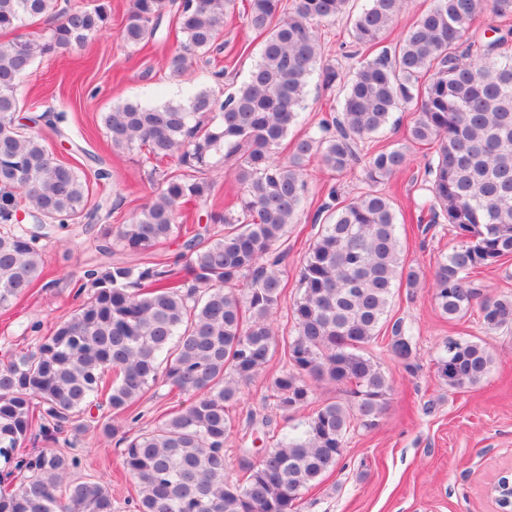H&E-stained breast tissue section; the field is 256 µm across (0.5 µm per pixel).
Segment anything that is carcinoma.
Segmentation results:
<instances>
[{"label": "carcinoma", "mask_w": 512, "mask_h": 512, "mask_svg": "<svg viewBox=\"0 0 512 512\" xmlns=\"http://www.w3.org/2000/svg\"><path fill=\"white\" fill-rule=\"evenodd\" d=\"M349 2L245 0L246 27L262 47L234 92L223 97L191 85L179 102L128 101L103 113L112 147L139 151L156 179L130 221L104 233L99 253L112 254V233L132 253L172 238L184 239L185 253L85 269L75 281L79 307L0 363V468L16 479L0 486V512H113L112 490L68 480L81 460L55 447L73 445L84 430L80 415L94 408L112 438L116 429L106 418L138 420L134 406L156 386L189 404L119 439L122 467L138 487L137 512H296L302 495L335 470L350 432L374 427L383 413L393 384L368 348L388 324L394 290L412 296L422 278L401 259L390 197L371 190L345 202L332 187L301 267L292 331L280 336L271 322L283 290L274 246L303 206L310 158L338 176L363 161L371 183L408 167L402 149L367 146L402 105L417 112L407 138L437 145L425 164L429 198L416 223L455 232L433 273L435 304L450 321L476 305L486 331L512 327V295L485 296L475 279L512 258V0H434L394 50L373 58L411 0H368L350 30L367 57L343 84L337 115L295 139L281 159L322 62L318 27L344 16ZM484 7L495 19L491 37L473 29ZM233 9L235 0H130L122 38L139 45L171 15L180 43L167 65L180 78L217 48ZM105 16L102 3L61 9L59 0H0V31L54 22L41 41L0 42L1 308L42 279L48 244L70 243L73 227L98 223L105 206L90 205L86 171L55 158L36 131L43 121L71 156L102 163L67 134L65 114L18 117L19 89L35 56L83 45ZM322 77L328 89L341 82L333 67L322 68ZM221 150L235 160L243 192L237 212L210 214L224 225L215 238L178 218L185 204L216 196L217 181L201 173ZM386 351L417 373L416 339L400 319L391 323ZM278 352L286 365L263 401L297 413L309 403L310 379L347 387V398L269 436L260 460L242 463V477L232 479L224 454L236 423L230 407ZM437 365L448 387L468 389L489 374L493 356L484 342L450 336ZM31 440L43 449L24 452Z\"/></svg>", "instance_id": "1"}]
</instances>
